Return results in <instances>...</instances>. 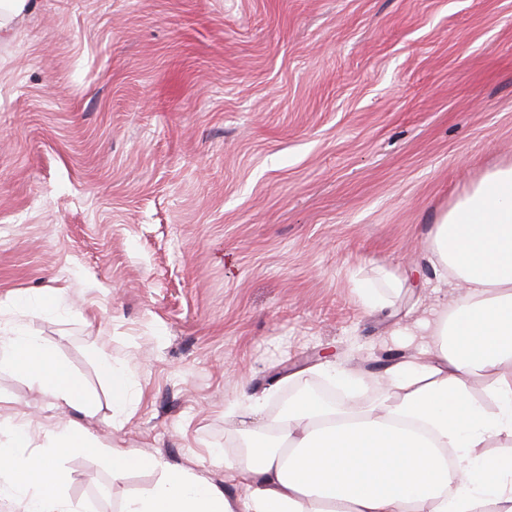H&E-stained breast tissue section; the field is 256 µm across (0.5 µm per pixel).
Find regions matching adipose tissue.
I'll return each instance as SVG.
<instances>
[{
	"label": "adipose tissue",
	"instance_id": "ef3b65f1",
	"mask_svg": "<svg viewBox=\"0 0 512 512\" xmlns=\"http://www.w3.org/2000/svg\"><path fill=\"white\" fill-rule=\"evenodd\" d=\"M429 253L461 293L408 324L426 348L387 367L377 403L296 397L269 428L259 423L262 401H251L243 415L253 424L225 456L221 488L71 424L40 435L24 420L0 424V498L22 512H76L56 462L88 453L106 456L117 476L160 470L124 512H512V161L486 169L442 211ZM3 368L75 411L92 406L54 350L21 325L0 334ZM482 375L479 400L471 383ZM31 446L33 456H19Z\"/></svg>",
	"mask_w": 512,
	"mask_h": 512
}]
</instances>
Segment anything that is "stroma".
<instances>
[{
    "instance_id": "35a3bbf8",
    "label": "stroma",
    "mask_w": 512,
    "mask_h": 512,
    "mask_svg": "<svg viewBox=\"0 0 512 512\" xmlns=\"http://www.w3.org/2000/svg\"><path fill=\"white\" fill-rule=\"evenodd\" d=\"M0 44V326L83 382V414L0 369V421L74 423L224 484L234 404L413 354L405 322L457 290L439 214L512 161V0H35ZM402 282L392 314L356 277ZM63 291L58 313L29 304ZM128 366L112 410L103 357ZM78 512L158 472L60 463ZM353 288L357 299L372 311L381 312L392 305L389 298L380 292L378 285L371 280L354 278Z\"/></svg>"
}]
</instances>
